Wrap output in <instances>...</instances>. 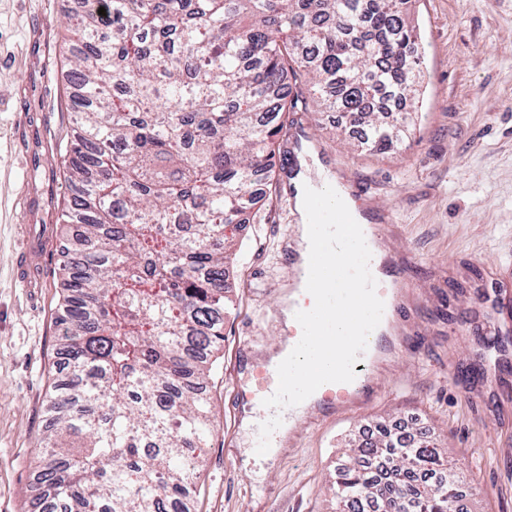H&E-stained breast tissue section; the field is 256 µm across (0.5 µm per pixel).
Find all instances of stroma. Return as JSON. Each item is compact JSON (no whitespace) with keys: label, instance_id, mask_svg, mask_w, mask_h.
Returning <instances> with one entry per match:
<instances>
[{"label":"stroma","instance_id":"35a3bbf8","mask_svg":"<svg viewBox=\"0 0 512 512\" xmlns=\"http://www.w3.org/2000/svg\"><path fill=\"white\" fill-rule=\"evenodd\" d=\"M77 10L75 0H0V512L42 508L35 442L59 378L60 239L37 295L12 267L29 226L62 230V160L78 133L65 110L63 15ZM413 24L422 87L396 151L358 147L361 131L341 113L302 117L325 168L385 225L381 243L403 269L405 313L371 363L374 396L327 416L311 409L270 461L257 447L267 416L243 422L239 386L288 334L282 242L297 221L281 142L276 193L226 231L234 307L210 373L216 430L191 512H336L330 482L347 441L406 417L459 460L476 512H512V0H415Z\"/></svg>","mask_w":512,"mask_h":512}]
</instances>
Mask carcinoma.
I'll use <instances>...</instances> for the list:
<instances>
[{
	"instance_id": "carcinoma-1",
	"label": "carcinoma",
	"mask_w": 512,
	"mask_h": 512,
	"mask_svg": "<svg viewBox=\"0 0 512 512\" xmlns=\"http://www.w3.org/2000/svg\"><path fill=\"white\" fill-rule=\"evenodd\" d=\"M67 17L80 134L63 157L69 199L57 355L70 382L37 439L43 512H189L214 432L206 389L224 342V229L271 186L290 112H346L363 145L398 148L420 95L411 0H86ZM106 15L98 14L99 8ZM392 88L407 111L368 103ZM388 438L349 444L332 476L336 512H464L448 450Z\"/></svg>"
}]
</instances>
